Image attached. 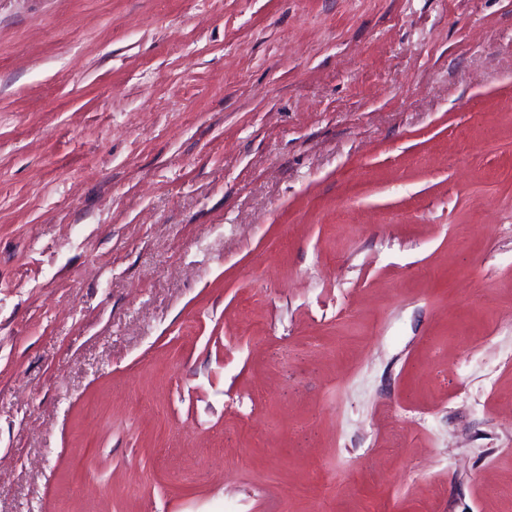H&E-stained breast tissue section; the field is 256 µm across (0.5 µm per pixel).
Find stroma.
Instances as JSON below:
<instances>
[{
  "label": "stroma",
  "mask_w": 512,
  "mask_h": 512,
  "mask_svg": "<svg viewBox=\"0 0 512 512\" xmlns=\"http://www.w3.org/2000/svg\"><path fill=\"white\" fill-rule=\"evenodd\" d=\"M0 512H512V0H0Z\"/></svg>",
  "instance_id": "35a3bbf8"
}]
</instances>
